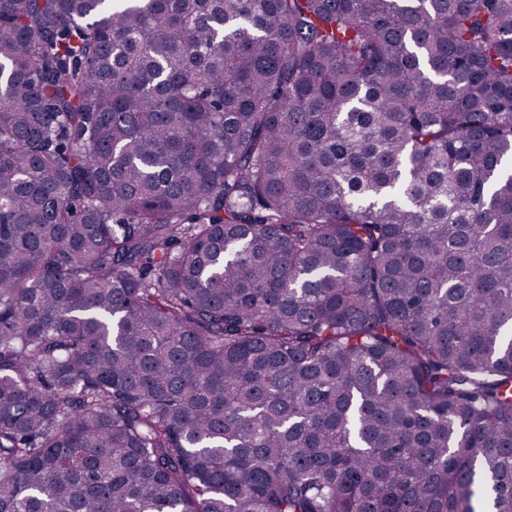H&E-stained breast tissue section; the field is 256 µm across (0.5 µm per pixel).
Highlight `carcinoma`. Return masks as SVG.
<instances>
[{
	"label": "carcinoma",
	"mask_w": 512,
	"mask_h": 512,
	"mask_svg": "<svg viewBox=\"0 0 512 512\" xmlns=\"http://www.w3.org/2000/svg\"><path fill=\"white\" fill-rule=\"evenodd\" d=\"M512 512V0H0V512Z\"/></svg>",
	"instance_id": "1"
}]
</instances>
